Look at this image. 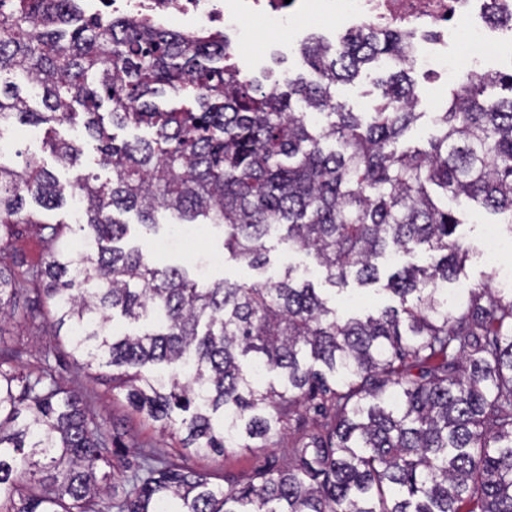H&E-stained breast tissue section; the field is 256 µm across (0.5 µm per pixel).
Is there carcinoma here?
I'll use <instances>...</instances> for the list:
<instances>
[{
    "instance_id": "obj_1",
    "label": "carcinoma",
    "mask_w": 512,
    "mask_h": 512,
    "mask_svg": "<svg viewBox=\"0 0 512 512\" xmlns=\"http://www.w3.org/2000/svg\"><path fill=\"white\" fill-rule=\"evenodd\" d=\"M404 52L401 35L371 28L338 48L308 39L319 81L265 88L222 34L80 16L78 0H0V122L80 125L112 170L65 186L35 157L14 167L0 154V319L67 328L85 367L185 448H268L312 423L283 465L245 483L146 454L115 497L108 436L81 396L44 367L18 370L21 352L3 345L0 512H512V290L450 304L439 288L468 253L451 203L512 217V74L459 79L429 149L399 150L422 117ZM382 55L399 60L382 103L346 110L332 88ZM109 124L152 137L119 141ZM46 145L58 166L81 164L75 142ZM69 197L77 254L70 225L47 219ZM160 210L223 228L224 249L255 270L276 236L332 286L379 283L389 251L431 263L388 276L393 304L344 319L291 268L272 284H201L120 246V215L150 234ZM19 224L48 231L43 266L4 262Z\"/></svg>"
}]
</instances>
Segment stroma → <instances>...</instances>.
I'll use <instances>...</instances> for the list:
<instances>
[{"mask_svg":"<svg viewBox=\"0 0 512 512\" xmlns=\"http://www.w3.org/2000/svg\"><path fill=\"white\" fill-rule=\"evenodd\" d=\"M247 26L251 37L248 42L236 48V60L240 66L248 68L255 75L264 68L272 69L277 74L287 70L309 74L310 69L299 53L301 35L291 34L277 43L259 20L249 19ZM386 71L387 68L383 65L373 63L366 66L352 82L337 85V99L354 112L374 111L382 101L376 82L385 76ZM412 76L416 82V109L420 111L421 117L411 131L401 138L399 146L403 149H424L427 148L429 140L438 134L433 115L441 111L445 104L451 83L442 78H432L418 69L413 71ZM36 134L35 140L18 139L7 146L6 163L17 164V155L23 152L35 155L45 164L52 165L53 158L44 142L47 137L53 136L77 142L84 152L81 166L69 170L55 167L54 173L61 182L74 181L78 176L87 173L96 174L103 180L111 178V171L98 164L99 154L95 142L83 137L80 130L63 124L51 128L41 127ZM459 213L463 221L460 232L471 254L459 279L445 285L447 293L454 297L464 293L465 289L481 285L490 273L489 267L477 256L487 226L494 225L504 229L512 223L504 214H473L465 204L460 206ZM158 220L162 225L158 237L145 236L141 227L134 225L130 228L125 244L129 247H141L159 265L182 266L188 269L196 267L212 280H247L261 283L277 281L286 267L293 266L299 274L311 280L314 287L327 296L340 313H350L358 307H383L391 302L389 294L377 284L362 286L351 281L343 287L330 285L316 271L311 256L289 250L287 245L277 241L269 243L271 251L268 264L263 269L253 270L225 255L222 230L208 224L200 225L193 241L188 242L180 236L170 234L167 228L170 215H159ZM0 339L7 345L22 350L20 370L25 371L40 363H48L57 378L82 396L88 410L112 438V463L116 476L113 492L117 495L122 494L124 489L121 479L124 470L135 465L144 454L175 459L209 474L216 483L240 482L253 477L262 468L281 465L289 446L301 434L300 429L292 426L278 447L249 450L235 448L221 456L199 453L191 448L185 449L170 435L161 432L158 426L144 423L129 407L123 395L107 393L94 371L83 367L81 360L73 356L67 340L51 336L43 319L5 322L0 326Z\"/></svg>","mask_w":512,"mask_h":512,"instance_id":"35a3bbf8","label":"stroma"}]
</instances>
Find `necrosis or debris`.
I'll return each mask as SVG.
<instances>
[{
	"label": "necrosis or debris",
	"instance_id": "obj_1",
	"mask_svg": "<svg viewBox=\"0 0 512 512\" xmlns=\"http://www.w3.org/2000/svg\"><path fill=\"white\" fill-rule=\"evenodd\" d=\"M116 16L139 15L164 23L184 19L183 31L238 33L241 19L259 17L285 28L305 15L334 20L346 30L394 29L405 38V59L429 71L456 58L459 69L477 75L498 45L499 24L512 21V0H99Z\"/></svg>",
	"mask_w": 512,
	"mask_h": 512
}]
</instances>
